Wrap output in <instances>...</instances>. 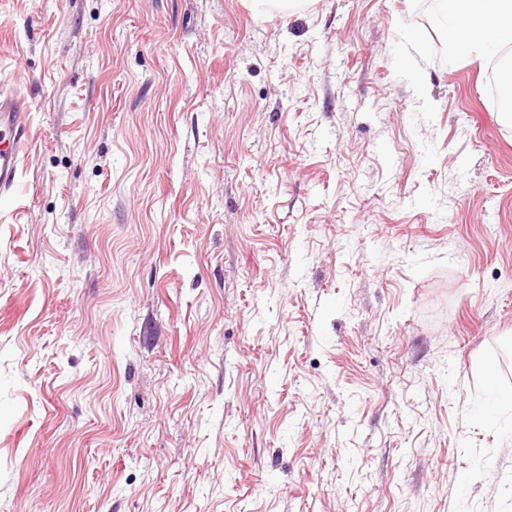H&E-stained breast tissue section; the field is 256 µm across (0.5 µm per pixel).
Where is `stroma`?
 Segmentation results:
<instances>
[{
  "instance_id": "35a3bbf8",
  "label": "stroma",
  "mask_w": 512,
  "mask_h": 512,
  "mask_svg": "<svg viewBox=\"0 0 512 512\" xmlns=\"http://www.w3.org/2000/svg\"><path fill=\"white\" fill-rule=\"evenodd\" d=\"M439 0H0V512H512V120ZM30 102L25 95L0 96V191L14 188L26 145Z\"/></svg>"
}]
</instances>
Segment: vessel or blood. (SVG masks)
<instances>
[{
	"label": "vessel or blood",
	"mask_w": 512,
	"mask_h": 512,
	"mask_svg": "<svg viewBox=\"0 0 512 512\" xmlns=\"http://www.w3.org/2000/svg\"><path fill=\"white\" fill-rule=\"evenodd\" d=\"M28 99L20 94L0 96V191L14 188L21 153L27 141Z\"/></svg>",
	"instance_id": "obj_1"
}]
</instances>
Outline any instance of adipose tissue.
<instances>
[{
  "label": "adipose tissue",
  "instance_id": "obj_1",
  "mask_svg": "<svg viewBox=\"0 0 512 512\" xmlns=\"http://www.w3.org/2000/svg\"><path fill=\"white\" fill-rule=\"evenodd\" d=\"M451 48L472 52L512 44V0H441Z\"/></svg>",
  "mask_w": 512,
  "mask_h": 512
}]
</instances>
